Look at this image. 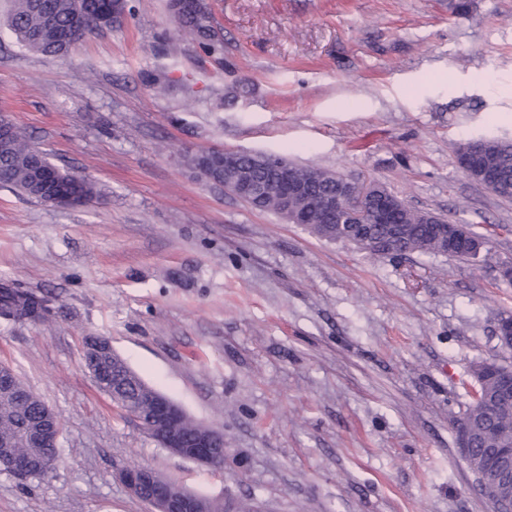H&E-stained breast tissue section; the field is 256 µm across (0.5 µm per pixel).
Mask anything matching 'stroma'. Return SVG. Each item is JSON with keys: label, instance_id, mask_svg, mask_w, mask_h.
<instances>
[{"label": "stroma", "instance_id": "stroma-1", "mask_svg": "<svg viewBox=\"0 0 512 512\" xmlns=\"http://www.w3.org/2000/svg\"><path fill=\"white\" fill-rule=\"evenodd\" d=\"M224 59L168 0H125L65 58L0 29V113L90 180L60 208L0 186V284L50 300L0 319V362L61 420L56 469L0 471V512H150L143 467L239 512H492L452 423L474 362L512 365V200L467 178L465 142L512 141V0H208ZM374 180L466 224L478 258L380 257L206 185L201 148ZM103 336L224 434L223 468L171 454L83 363Z\"/></svg>", "mask_w": 512, "mask_h": 512}]
</instances>
